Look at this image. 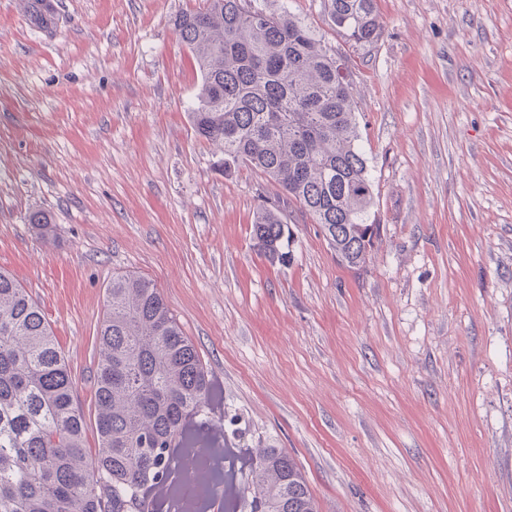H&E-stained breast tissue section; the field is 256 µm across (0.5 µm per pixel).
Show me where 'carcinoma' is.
<instances>
[{"instance_id":"cac0c4a2","label":"carcinoma","mask_w":512,"mask_h":512,"mask_svg":"<svg viewBox=\"0 0 512 512\" xmlns=\"http://www.w3.org/2000/svg\"><path fill=\"white\" fill-rule=\"evenodd\" d=\"M276 0H206L171 24L195 56L201 84L195 133L299 204L353 261L380 235L350 83L316 30ZM354 49L383 35L376 0H324ZM272 265L290 256L288 225L265 205L252 224ZM97 332L95 424L86 446L76 382L42 309L0 268V512H144L140 491L167 481L171 448L209 392L208 371L164 296L137 275L112 277ZM251 512H318L294 458L264 448L251 470Z\"/></svg>"}]
</instances>
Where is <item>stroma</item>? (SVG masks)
<instances>
[{"label": "stroma", "mask_w": 512, "mask_h": 512, "mask_svg": "<svg viewBox=\"0 0 512 512\" xmlns=\"http://www.w3.org/2000/svg\"><path fill=\"white\" fill-rule=\"evenodd\" d=\"M204 3L0 0V268L51 324L89 450L105 287L130 273L209 372L190 427L238 453L207 512H250L263 448L319 512H512V0H377L358 50L286 0L345 57L382 224L358 270L285 200L290 262L258 253L262 180L189 118L171 19Z\"/></svg>", "instance_id": "35a3bbf8"}]
</instances>
